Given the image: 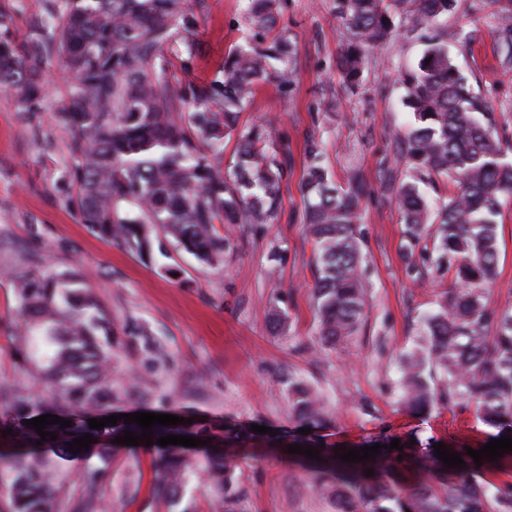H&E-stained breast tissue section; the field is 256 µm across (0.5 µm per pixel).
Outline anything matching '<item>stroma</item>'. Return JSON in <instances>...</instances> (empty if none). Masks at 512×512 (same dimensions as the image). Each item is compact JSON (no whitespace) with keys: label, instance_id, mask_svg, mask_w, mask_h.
Wrapping results in <instances>:
<instances>
[{"label":"stroma","instance_id":"obj_1","mask_svg":"<svg viewBox=\"0 0 512 512\" xmlns=\"http://www.w3.org/2000/svg\"><path fill=\"white\" fill-rule=\"evenodd\" d=\"M198 18L194 49L165 46L173 85H201L221 73L227 54L252 32L240 0H189ZM65 0H0V39L32 44L41 27L55 25ZM512 0H457L428 30H398L369 50L360 81L348 86L336 56L350 32L336 0H277L278 30L296 48L297 77L288 92L260 86L240 116V128L272 126L278 152L287 153L282 206L267 224H223L229 243L222 262L207 265L191 254L140 258L107 244L81 224L70 201L74 133L54 112L68 103L69 76L57 58L41 65L45 94L21 111L14 93L0 90V390L50 384L27 360L26 325L6 269L21 256L50 275L76 267L112 320V374L136 392L124 407L141 406L194 416L209 424L208 447L224 445L223 423L267 426L246 437L236 452L233 512H335L329 498L290 462L286 434L292 413L288 380L314 390L327 411L326 441L349 448L386 435L420 444L489 441L491 429L474 405L448 403L447 381L434 383L436 399L425 413L401 400V357L426 343L424 315L456 287L455 272L438 263L434 225L412 252L394 189L414 172L397 158L413 116L403 104L400 77L420 58L429 36L448 34V51L476 93L503 149L512 148V43L499 17ZM315 142L336 182L358 177L370 188L358 226L366 309L357 331L331 346L318 336L312 295L313 243L303 224L300 181ZM500 261L484 293L489 309H512V204L499 218ZM280 262H272V253ZM280 315L274 325L272 315ZM156 448H122L110 454L98 503L102 512H173L151 490Z\"/></svg>","mask_w":512,"mask_h":512}]
</instances>
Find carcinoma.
Listing matches in <instances>:
<instances>
[{
	"label": "carcinoma",
	"instance_id": "1",
	"mask_svg": "<svg viewBox=\"0 0 512 512\" xmlns=\"http://www.w3.org/2000/svg\"><path fill=\"white\" fill-rule=\"evenodd\" d=\"M254 41L224 60L222 77L208 84L174 88L161 60L162 47L177 39L191 46L197 19L187 0H68L57 36L43 43L54 50L72 75L69 105L55 122L75 131L72 178L77 184L72 207L89 233L142 257H150L154 237L148 225L161 227L177 250L212 265L227 247L219 224H265L277 217L280 181L288 156L270 153V131L238 129L240 112L262 83L286 92L293 85L294 46L277 32L275 0H243ZM455 0H336V11L352 39L337 67L354 85L366 51L390 36L394 14L406 13L413 28H424L448 14ZM274 34L266 41V34ZM405 105L414 123L401 158L414 170L445 174L455 191L437 213L439 259L455 268L458 289L445 294L439 310L427 318L429 345L403 357L404 399L415 412L434 403L435 374L448 378V402L474 403L491 439L512 436V312L489 309L482 290L499 261L497 217L512 200V162L478 115L485 103L448 53L447 34L432 38L416 66L404 75ZM17 91L26 110L43 92L41 69L32 50L0 41V90ZM237 135L229 170L222 166L224 139ZM311 163L301 191L306 197L304 224L313 238V293L318 335L335 345L358 328L366 295L356 237L363 186L336 185L310 147ZM398 205L410 240L431 223L418 186L400 185ZM9 281L36 349L43 377L56 391L50 402L23 389L0 392L8 418L0 429L21 441L19 449L0 451V483L9 489V512H65L70 463H83L84 498L72 512H95L97 484L114 442L124 431L141 434L136 424L117 421L101 430L88 419L107 415L112 401L128 394L112 384V323L99 310L80 272L72 267L46 281L25 256ZM494 334L488 335L489 327ZM293 417L311 433L293 444L313 446L322 460L308 459L312 484L328 496L336 512H512V483L492 485L478 477L493 473L500 461L476 466L466 448V466L448 468L432 443L403 451L384 445L375 460L344 462L335 449L321 447L319 431L327 416L307 385L288 380ZM44 414L72 421L47 425L56 440L41 437L24 421ZM152 439L167 435L202 437L195 424L157 425ZM89 433L96 439L75 454L69 443ZM403 459H398V456ZM154 494L173 505L190 469L182 447L168 445L158 461ZM201 468L224 502L235 496L232 457L208 454ZM373 470V476L365 470Z\"/></svg>",
	"mask_w": 512,
	"mask_h": 512
}]
</instances>
